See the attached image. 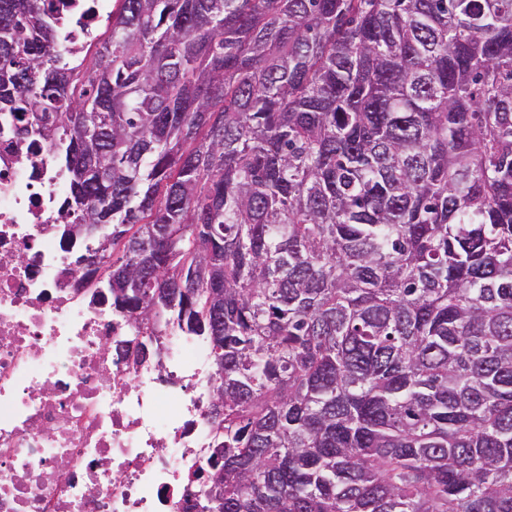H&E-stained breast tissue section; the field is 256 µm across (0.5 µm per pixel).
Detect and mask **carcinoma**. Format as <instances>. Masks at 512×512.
Here are the masks:
<instances>
[{
    "mask_svg": "<svg viewBox=\"0 0 512 512\" xmlns=\"http://www.w3.org/2000/svg\"><path fill=\"white\" fill-rule=\"evenodd\" d=\"M118 2L0 0V114L209 342L203 512H512V0ZM119 7L120 2H117L116 0H95L94 16L89 20H85L84 18L81 19V23L83 24L82 30L84 29V33L82 34L86 35V37L89 38H95L97 35L98 26L100 24L98 31L99 38L101 39V41L106 39L109 35V22L105 18V16H107L111 12L112 8L114 10H117Z\"/></svg>",
    "mask_w": 512,
    "mask_h": 512,
    "instance_id": "1",
    "label": "carcinoma"
}]
</instances>
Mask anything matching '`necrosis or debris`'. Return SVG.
<instances>
[{
  "label": "necrosis or debris",
  "mask_w": 512,
  "mask_h": 512,
  "mask_svg": "<svg viewBox=\"0 0 512 512\" xmlns=\"http://www.w3.org/2000/svg\"><path fill=\"white\" fill-rule=\"evenodd\" d=\"M67 193L44 152L0 140V512H196L208 343L134 325L69 276ZM134 336L156 354L125 357Z\"/></svg>",
  "instance_id": "necrosis-or-debris-1"
}]
</instances>
